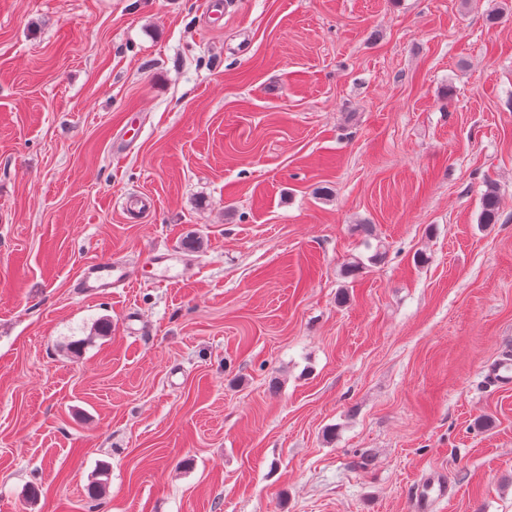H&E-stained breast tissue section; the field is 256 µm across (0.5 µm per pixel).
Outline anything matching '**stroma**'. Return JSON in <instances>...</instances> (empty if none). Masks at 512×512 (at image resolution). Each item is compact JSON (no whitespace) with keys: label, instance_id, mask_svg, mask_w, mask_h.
<instances>
[{"label":"stroma","instance_id":"stroma-1","mask_svg":"<svg viewBox=\"0 0 512 512\" xmlns=\"http://www.w3.org/2000/svg\"><path fill=\"white\" fill-rule=\"evenodd\" d=\"M507 354L512 0H0V512H512ZM499 220V197L496 187L490 183L487 185L481 197V209L479 224H495ZM190 252L188 246L150 251L132 263L119 261L111 255L100 256L83 265L76 288L84 296L98 297L112 294V288L145 285L147 281L177 283L187 276ZM146 269L153 273L148 279ZM486 378L498 390H512V357L503 356L487 368ZM455 491L442 471H435L424 479L412 501L415 512H431L435 502L450 499Z\"/></svg>","mask_w":512,"mask_h":512}]
</instances>
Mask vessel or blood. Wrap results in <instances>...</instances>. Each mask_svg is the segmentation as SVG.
Wrapping results in <instances>:
<instances>
[{
  "label": "vessel or blood",
  "mask_w": 512,
  "mask_h": 512,
  "mask_svg": "<svg viewBox=\"0 0 512 512\" xmlns=\"http://www.w3.org/2000/svg\"><path fill=\"white\" fill-rule=\"evenodd\" d=\"M189 247L151 251L135 262H123L112 256H100L86 262L77 281L79 293L87 297L111 294L113 289L143 285L152 281L177 283L189 269ZM486 377L498 390H512V357L503 356L488 367ZM455 491L443 472L424 479L412 501L414 512H431L435 502L451 498Z\"/></svg>",
  "instance_id": "vessel-or-blood-1"
}]
</instances>
